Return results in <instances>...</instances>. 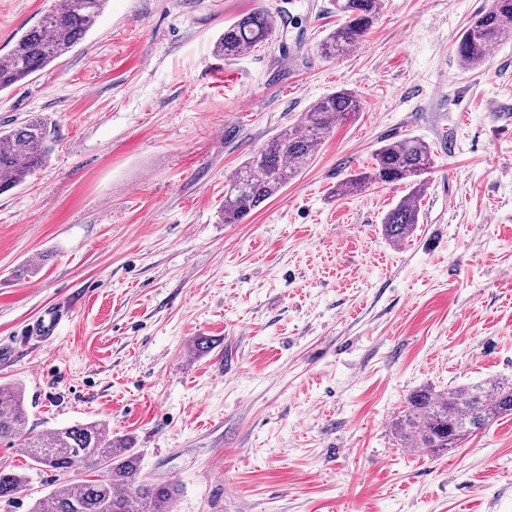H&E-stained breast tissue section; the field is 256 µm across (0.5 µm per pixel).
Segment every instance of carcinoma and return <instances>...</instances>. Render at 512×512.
Returning a JSON list of instances; mask_svg holds the SVG:
<instances>
[{"instance_id":"cac0c4a2","label":"carcinoma","mask_w":512,"mask_h":512,"mask_svg":"<svg viewBox=\"0 0 512 512\" xmlns=\"http://www.w3.org/2000/svg\"><path fill=\"white\" fill-rule=\"evenodd\" d=\"M107 0H59L11 48L0 56V92L44 70L81 43L103 13ZM342 22L320 42V53L336 58L359 46L380 12L381 0H334ZM276 19L257 9L224 26L213 53L225 60L273 42ZM512 34V0H490L459 35L455 52L468 68L494 57ZM361 109L360 100L342 90L301 114L292 126L272 136L227 179L225 224H237L277 195L312 161L317 146L336 124ZM52 129L40 117L0 131V194L21 185L43 167L52 150ZM430 146L415 137L385 144L372 165L349 175L337 187L355 195L372 184L408 182L409 192L384 216L386 237L406 239L419 221L424 183L431 166ZM512 415V384L478 382L446 391L423 388L410 394L398 417L402 441L427 452L456 446L496 418ZM26 396L19 383L0 384V444L14 448L35 468L49 471L57 484L34 502L30 512H173L174 487L142 479L140 455L128 439H114L100 421L76 423L48 435L26 429ZM92 468L94 479L78 476L77 466ZM25 478L0 469V501L11 502Z\"/></svg>"}]
</instances>
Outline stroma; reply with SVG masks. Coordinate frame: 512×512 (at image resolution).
<instances>
[{
  "instance_id": "1",
  "label": "stroma",
  "mask_w": 512,
  "mask_h": 512,
  "mask_svg": "<svg viewBox=\"0 0 512 512\" xmlns=\"http://www.w3.org/2000/svg\"><path fill=\"white\" fill-rule=\"evenodd\" d=\"M58 0H0V55ZM490 0H383L362 44L323 58L332 0H108L70 53L0 92V129L39 116L47 164L0 195V382L26 387L34 432L103 421L175 512H512V416L427 454L393 423L409 395L512 383V38L467 69L455 41ZM276 39L231 60L240 16ZM360 112L238 224L224 185L316 100ZM433 164L415 230L383 218L408 193L336 186L386 141ZM40 273L17 278L24 264ZM52 305L59 333L22 338ZM210 349L194 350L197 340ZM27 482L48 471L0 444ZM276 19L267 11L257 9L225 25L213 43V53L230 60L247 50L272 43L276 37Z\"/></svg>"
}]
</instances>
